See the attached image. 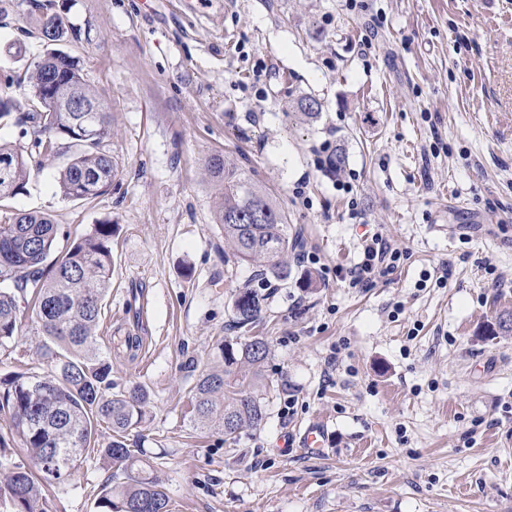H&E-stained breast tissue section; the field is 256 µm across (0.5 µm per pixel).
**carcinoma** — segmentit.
Segmentation results:
<instances>
[{"label": "carcinoma", "mask_w": 512, "mask_h": 512, "mask_svg": "<svg viewBox=\"0 0 512 512\" xmlns=\"http://www.w3.org/2000/svg\"><path fill=\"white\" fill-rule=\"evenodd\" d=\"M45 41L67 38L68 28L54 13L40 18ZM56 91L79 89L84 99L97 101L85 84L76 60L58 49L48 51L29 74L33 109L13 116L11 100L0 98V124L13 122L27 134L36 129L30 150L43 159L61 154L67 161L56 181L64 196L86 200L112 189L116 165L104 149L112 135L108 113L101 112L92 138L79 135L78 112H56L47 102L49 78ZM207 169L223 187L216 211L224 231V263L255 267L263 287L291 274L288 252L302 248L297 234L288 233L279 206L228 156H213ZM31 169L21 150L0 141V202L22 193ZM114 224H95L74 240L67 252L48 261L59 235L58 225L38 212L0 215V347L19 334L17 295L30 296L32 313L42 336L38 346L51 370L46 375L18 373L0 392V410L10 411L16 436L28 462L13 460L9 439L0 436V504L10 512H50L42 482H62L80 466L91 447L95 427L105 425L112 440L99 452L123 476L108 484L99 498L101 512H170L163 481L143 454L128 448L126 433L146 414L149 394L140 384L118 391L112 384V364L95 347L102 301L112 277ZM269 294L238 288L231 295L232 325L247 329L264 314ZM221 369H205L190 390L192 422L216 427L224 439L235 440L244 429H258L267 419L266 405L252 391L270 353L261 338L226 340L218 345Z\"/></svg>", "instance_id": "cac0c4a2"}]
</instances>
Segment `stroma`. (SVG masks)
<instances>
[{
	"label": "stroma",
	"mask_w": 512,
	"mask_h": 512,
	"mask_svg": "<svg viewBox=\"0 0 512 512\" xmlns=\"http://www.w3.org/2000/svg\"><path fill=\"white\" fill-rule=\"evenodd\" d=\"M48 10L74 29L60 48L109 114L116 177L73 200L52 159L5 207L49 214L59 255L113 222L96 345L117 387L149 391L127 444L172 512H512V335L487 333L512 312V0H0V97L19 113ZM305 96L316 118L297 114ZM216 155L316 258L291 261L252 330L270 345L268 420L234 444L188 405L251 279L224 262ZM376 234L400 263L351 286ZM19 310L1 381L48 369ZM313 423L328 433L319 455L299 444ZM111 439L100 428L47 489L52 512H99Z\"/></svg>",
	"instance_id": "stroma-1"
}]
</instances>
